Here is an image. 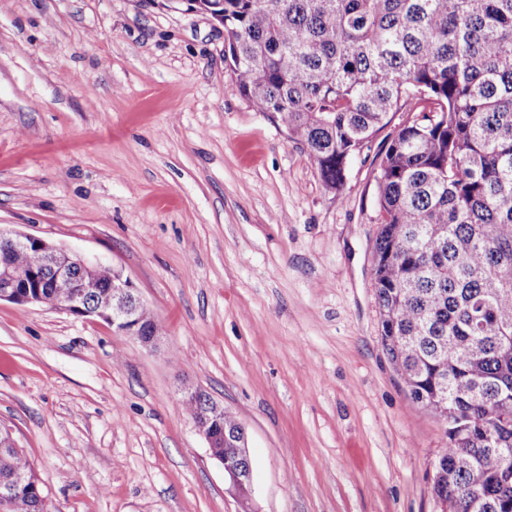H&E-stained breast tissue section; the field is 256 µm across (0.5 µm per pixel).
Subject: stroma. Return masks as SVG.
Segmentation results:
<instances>
[{
	"label": "stroma",
	"instance_id": "stroma-1",
	"mask_svg": "<svg viewBox=\"0 0 512 512\" xmlns=\"http://www.w3.org/2000/svg\"><path fill=\"white\" fill-rule=\"evenodd\" d=\"M379 146L326 191L163 0H0V229L112 265L159 324L0 301V424L52 512H242L183 410L244 425L252 512H440L446 425L384 354Z\"/></svg>",
	"mask_w": 512,
	"mask_h": 512
}]
</instances>
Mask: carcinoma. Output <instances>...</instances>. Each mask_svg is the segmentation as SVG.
<instances>
[{
    "label": "carcinoma",
    "mask_w": 512,
    "mask_h": 512,
    "mask_svg": "<svg viewBox=\"0 0 512 512\" xmlns=\"http://www.w3.org/2000/svg\"><path fill=\"white\" fill-rule=\"evenodd\" d=\"M224 14V64L329 192L385 137L373 282L381 345L413 405L455 415L441 512H512V0H192ZM224 449L241 468L232 414ZM0 512H50L22 448Z\"/></svg>",
    "instance_id": "obj_1"
}]
</instances>
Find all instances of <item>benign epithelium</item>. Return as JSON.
I'll list each match as a JSON object with an SVG mask.
<instances>
[{"instance_id":"7a95c632","label":"benign epithelium","mask_w":512,"mask_h":512,"mask_svg":"<svg viewBox=\"0 0 512 512\" xmlns=\"http://www.w3.org/2000/svg\"><path fill=\"white\" fill-rule=\"evenodd\" d=\"M35 251L40 257L36 268H22L13 263L17 253ZM99 264L56 246L42 238L0 230V301L20 306L46 305L66 312L98 318L112 331L133 336L142 344L155 343L157 330L142 326L140 311L145 301L133 282L111 269L109 300L97 307L87 303L98 292ZM62 281L69 282L71 293L65 297L53 292ZM223 406L209 400L201 406L192 422L206 441L210 456L222 464L233 485L243 482L240 467L233 460L215 453L225 447Z\"/></svg>"}]
</instances>
